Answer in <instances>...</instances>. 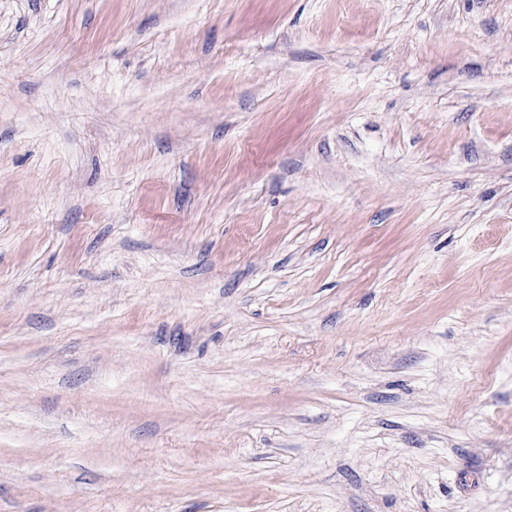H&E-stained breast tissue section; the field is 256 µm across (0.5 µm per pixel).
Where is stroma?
I'll use <instances>...</instances> for the list:
<instances>
[{"instance_id": "35a3bbf8", "label": "stroma", "mask_w": 512, "mask_h": 512, "mask_svg": "<svg viewBox=\"0 0 512 512\" xmlns=\"http://www.w3.org/2000/svg\"><path fill=\"white\" fill-rule=\"evenodd\" d=\"M0 512H512V0H0Z\"/></svg>"}]
</instances>
